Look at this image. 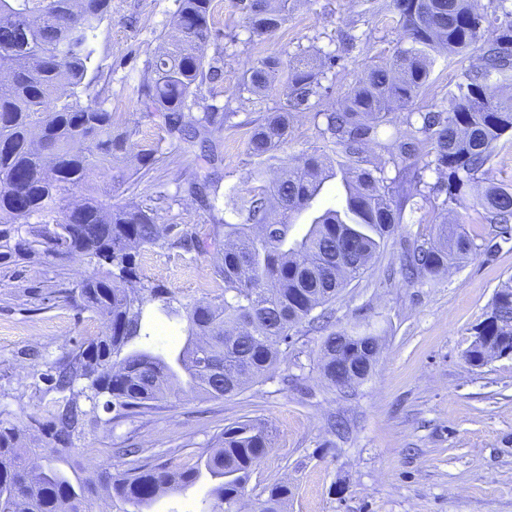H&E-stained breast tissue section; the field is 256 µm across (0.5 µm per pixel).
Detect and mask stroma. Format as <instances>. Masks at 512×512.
<instances>
[{
	"instance_id": "1",
	"label": "stroma",
	"mask_w": 512,
	"mask_h": 512,
	"mask_svg": "<svg viewBox=\"0 0 512 512\" xmlns=\"http://www.w3.org/2000/svg\"><path fill=\"white\" fill-rule=\"evenodd\" d=\"M245 2L214 0L206 49L220 76L201 93L206 103L234 115L212 131L221 174L215 213L186 194L175 205L167 200L180 171L193 164L191 146L174 150L172 161L146 174L124 164L127 179L115 185L113 202H143L159 223L194 224L203 232L214 219L234 221V201L280 172L277 162L261 165L250 156L248 138L252 120L283 104L285 77L277 75L258 99L239 90L245 71L268 56L286 66L305 55L326 56L320 103L331 108L367 66L405 44L384 0H290L281 29L262 40L250 38L243 26ZM178 6L179 0H112L91 40L100 67L92 90L115 129L134 130L142 145L162 132L138 111L135 89L146 61L173 34ZM464 69L458 58H439L417 110L447 107ZM448 218L478 246L468 261L433 279L404 280L402 245L430 232L429 225L406 224L362 278L337 296V329L365 330L380 341L377 362L362 383L330 385L320 369L322 335L305 328L266 379L218 400L172 399L135 421L92 430L76 442L73 458L86 467L125 469L133 461L119 451L134 447L155 462L184 467L212 448L226 425L255 419L272 430L274 442L251 475L248 501L284 482L290 490L285 512H512V355L480 368L464 358L473 327L512 279V239L494 235L482 212L468 204L450 205ZM137 263L181 303L221 293L212 254L146 247ZM88 273L80 260L62 269L34 262L0 270V412L12 420L39 412V375L47 363L101 332L99 320L53 296Z\"/></svg>"
}]
</instances>
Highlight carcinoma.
<instances>
[{"label": "carcinoma", "mask_w": 512, "mask_h": 512, "mask_svg": "<svg viewBox=\"0 0 512 512\" xmlns=\"http://www.w3.org/2000/svg\"><path fill=\"white\" fill-rule=\"evenodd\" d=\"M407 46L367 67L341 107L320 109V134L336 157L281 158L295 112L315 107L323 65L303 56L287 70L284 104L253 121L248 149L265 164L281 162L280 178L248 192L239 222H224V234L201 238L190 224H159L140 203H112L116 165L128 157L149 171L172 153L163 148L198 147L195 165L180 188L207 204L218 187L210 138L218 107L192 112L198 91L215 75L205 49L214 28L213 0H179L175 38L148 61L135 90L139 110L164 132L139 145L132 133L112 128V113L83 101L93 66L90 37L110 13L111 0H0V269L22 262L86 259L92 273L57 298L98 317L103 331L57 358L43 374L57 393L27 421L0 418V512H91L105 492L120 512H142L164 492H185L204 475L208 512H237L255 467L273 445L268 426L234 422L218 435V447L190 466L172 470L126 448L135 466L89 471L70 448L87 431L136 418L169 395L222 398L239 392L279 361L282 345L303 324L325 331L321 371L333 386L340 378L365 380L379 354V337L329 329L331 304L376 258L381 243L397 234L406 214H416L444 196L441 209L473 196L491 228L512 229V190L489 184L488 168L501 138L512 134V96L501 83L512 76V10L494 29L476 0H391ZM249 37H268L283 25L288 0H248ZM446 50L480 64L464 73L451 108L415 112L436 54ZM280 59L266 57L243 75L241 90L258 98L279 72ZM407 111L406 132L396 144L383 140L394 110ZM400 161L389 176L386 163L362 166L365 146ZM339 178L336 206L318 211L307 233L291 240V218L312 207L328 178ZM196 248L215 259L224 294L214 300L178 302L165 286L141 274L136 263L145 246ZM477 245L447 224L404 248L401 271L409 278H435L464 262ZM186 323L183 346L164 353L152 342L150 311ZM494 319L473 335L512 346V282L491 304ZM112 414L103 419L98 410ZM288 485L275 484L256 512H279Z\"/></svg>", "instance_id": "obj_1"}]
</instances>
